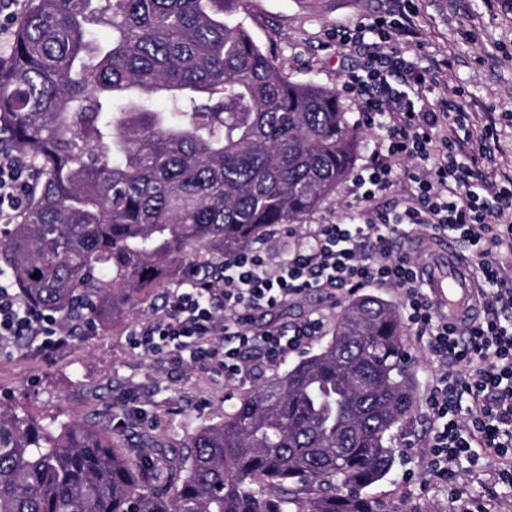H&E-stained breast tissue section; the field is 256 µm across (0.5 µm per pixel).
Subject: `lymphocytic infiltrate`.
<instances>
[{"label": "lymphocytic infiltrate", "instance_id": "1", "mask_svg": "<svg viewBox=\"0 0 512 512\" xmlns=\"http://www.w3.org/2000/svg\"><path fill=\"white\" fill-rule=\"evenodd\" d=\"M407 5L371 24L336 33L339 50H355L359 65L346 72L343 86L362 102L366 125L384 136L385 154L374 157L353 180L359 205L370 206L398 179L410 185L404 212L369 224H321L294 237L279 259L260 246L243 249L225 263L220 276L180 283L167 296L163 313L134 333L132 345L148 356L173 361L191 358L217 365L224 378L248 376L253 364L281 360L324 329L321 319L287 329L253 328L257 312L320 289L356 291L390 287L401 293L406 325L428 353L446 364L430 386L424 407L433 427L423 440L427 467L447 475L461 458L496 460L501 483L512 485V177L490 181L497 139L493 125L468 131L469 115L452 98L429 101L415 90L438 84V71L419 68L413 58L384 44L390 31L413 32ZM460 128L448 133L444 116ZM408 169H401V162ZM491 189L487 204L476 185ZM32 192L22 161L0 154V224H11ZM451 233L474 247L480 299L491 315L458 327L437 310L411 253L395 256L392 239L414 244L420 230ZM0 337L34 339L49 355L71 336L58 318L24 303L6 274H0Z\"/></svg>", "mask_w": 512, "mask_h": 512}]
</instances>
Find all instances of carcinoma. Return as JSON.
I'll return each mask as SVG.
<instances>
[{"instance_id": "obj_1", "label": "carcinoma", "mask_w": 512, "mask_h": 512, "mask_svg": "<svg viewBox=\"0 0 512 512\" xmlns=\"http://www.w3.org/2000/svg\"><path fill=\"white\" fill-rule=\"evenodd\" d=\"M244 6L29 0L0 61V132L35 171L20 222L0 227L27 304L116 323L186 279L192 254L219 272L350 173L360 131L336 90L290 80ZM415 400L399 314L363 293L316 351L192 433L179 467L153 440L135 460L107 431L0 407V512H385L363 490L390 472L387 436Z\"/></svg>"}]
</instances>
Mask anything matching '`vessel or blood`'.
Segmentation results:
<instances>
[{"mask_svg": "<svg viewBox=\"0 0 512 512\" xmlns=\"http://www.w3.org/2000/svg\"><path fill=\"white\" fill-rule=\"evenodd\" d=\"M433 300L451 323L461 325L477 313L478 284L470 263L455 251L444 252L442 258L422 272Z\"/></svg>", "mask_w": 512, "mask_h": 512, "instance_id": "obj_1", "label": "vessel or blood"}]
</instances>
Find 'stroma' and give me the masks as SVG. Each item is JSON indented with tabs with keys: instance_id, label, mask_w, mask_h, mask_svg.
Listing matches in <instances>:
<instances>
[{
	"instance_id": "35a3bbf8",
	"label": "stroma",
	"mask_w": 512,
	"mask_h": 512,
	"mask_svg": "<svg viewBox=\"0 0 512 512\" xmlns=\"http://www.w3.org/2000/svg\"><path fill=\"white\" fill-rule=\"evenodd\" d=\"M413 5L417 27L408 49L427 62L448 61L435 95L459 94L475 127L495 121L499 150L494 171L512 175V120L505 118L512 113V0H413ZM394 7V0H247L239 18L291 80L337 89L341 105L357 121L360 101L341 85L358 56L337 52L332 37ZM367 219L346 179L295 230ZM167 293L164 287L153 289L117 324L74 328L71 343L49 359L37 341L9 345L0 351V403L46 422L95 423L133 457L140 453L139 433L146 432L174 461L190 433L222 422L241 393L300 358L295 352L244 381L228 382L209 367L142 355L131 344L132 333L160 316ZM347 299L344 292L313 291L257 314L255 323L290 328L321 315L332 324ZM428 429L422 405H415L391 432V471L367 488L368 496L383 501L389 512H466L470 506L476 512H512V488L498 482L487 461L462 462L443 479L430 475L415 448ZM454 488L461 489L460 498L451 497Z\"/></svg>"
}]
</instances>
